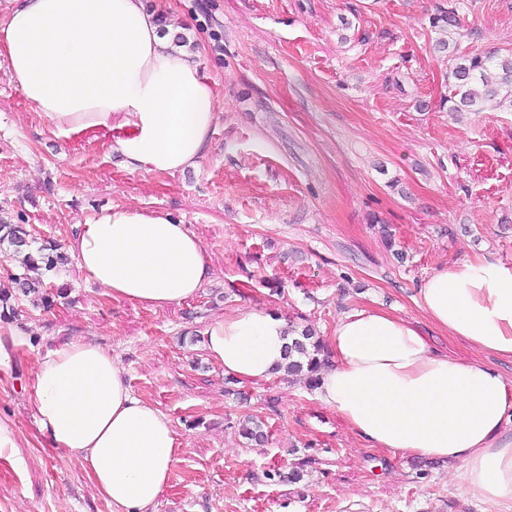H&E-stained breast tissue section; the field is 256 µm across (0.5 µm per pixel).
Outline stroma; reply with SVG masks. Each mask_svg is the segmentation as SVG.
Wrapping results in <instances>:
<instances>
[{
  "mask_svg": "<svg viewBox=\"0 0 512 512\" xmlns=\"http://www.w3.org/2000/svg\"><path fill=\"white\" fill-rule=\"evenodd\" d=\"M157 3L215 89L198 167L125 170L105 135L50 126L0 62V220L63 249L107 207L162 210L202 242L212 276L158 310L109 299L72 262L48 275L52 307L13 294L24 342L0 372V421L20 454L0 456V512H112L27 404L35 359L76 337L109 350L173 423L175 478L154 512H492L446 463L369 447L302 380L229 381L205 330L262 309L325 337L342 314L376 305L414 318L449 357L476 359L415 299L442 266L512 262V112L447 111L451 60L429 19L456 10L459 52L512 50V0ZM248 415L265 423V445L241 437ZM298 463L299 483L266 477Z\"/></svg>",
  "mask_w": 512,
  "mask_h": 512,
  "instance_id": "1",
  "label": "stroma"
}]
</instances>
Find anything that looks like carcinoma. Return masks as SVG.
I'll return each instance as SVG.
<instances>
[{
    "label": "carcinoma",
    "mask_w": 512,
    "mask_h": 512,
    "mask_svg": "<svg viewBox=\"0 0 512 512\" xmlns=\"http://www.w3.org/2000/svg\"><path fill=\"white\" fill-rule=\"evenodd\" d=\"M431 27L441 34L436 46L445 52L459 28L460 22L452 11H444L430 20ZM448 111L512 112V51L504 54L494 51L485 54L454 55L448 72ZM33 240L24 224H0V245L23 256V272L11 278L13 287L34 303L50 306L52 285L41 279L37 271L52 270L64 256H52L43 250L33 251ZM321 342L312 329L307 328L294 337L287 346L283 369L290 376L304 377L310 387L318 385L323 360L320 358ZM240 431L249 442L263 443L267 439L264 423L254 416L246 417Z\"/></svg>",
    "instance_id": "carcinoma-1"
}]
</instances>
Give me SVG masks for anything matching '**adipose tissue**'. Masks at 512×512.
Returning <instances> with one entry per match:
<instances>
[{"instance_id":"obj_1","label":"adipose tissue","mask_w":512,"mask_h":512,"mask_svg":"<svg viewBox=\"0 0 512 512\" xmlns=\"http://www.w3.org/2000/svg\"><path fill=\"white\" fill-rule=\"evenodd\" d=\"M177 29L147 0H16L0 23V59L24 98L57 130L120 128L110 143L131 172L198 167L218 118L213 86ZM87 281L112 299L162 309L209 280L202 243L161 210L113 206L79 225L67 245ZM417 306L477 352L512 361V263L488 257L434 270ZM288 323L261 309L206 330L225 375L266 380ZM330 363L316 400L370 447L448 463L462 489L512 512V383L494 367L437 351L415 322L367 306L344 313L325 339ZM27 403L53 448L77 460L112 512H153L174 479L170 418L135 395L124 368L78 338L49 350Z\"/></svg>"}]
</instances>
